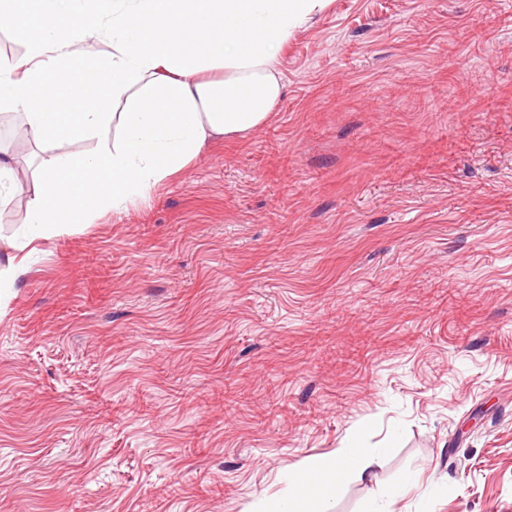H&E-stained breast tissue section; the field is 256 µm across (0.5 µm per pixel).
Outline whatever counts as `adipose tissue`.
<instances>
[{
  "instance_id": "adipose-tissue-1",
  "label": "adipose tissue",
  "mask_w": 512,
  "mask_h": 512,
  "mask_svg": "<svg viewBox=\"0 0 512 512\" xmlns=\"http://www.w3.org/2000/svg\"><path fill=\"white\" fill-rule=\"evenodd\" d=\"M0 0V27L25 54L0 67V107L23 114L41 149L30 186L0 155V206L28 189L27 241L50 239L185 172L207 141L266 122L284 95L277 58L322 0ZM106 50H99V43ZM91 139L72 154L65 143ZM374 454L348 446L288 478L279 512H323L324 491L372 477Z\"/></svg>"
}]
</instances>
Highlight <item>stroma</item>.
Wrapping results in <instances>:
<instances>
[{
  "label": "stroma",
  "instance_id": "stroma-1",
  "mask_svg": "<svg viewBox=\"0 0 512 512\" xmlns=\"http://www.w3.org/2000/svg\"><path fill=\"white\" fill-rule=\"evenodd\" d=\"M266 123L24 251L0 512H512V0H329ZM405 491L396 498L387 492ZM373 463L371 448L354 446L337 449L333 457L311 460L307 462L304 473L288 476V504L273 512H324L321 507L324 488L335 492L353 479L370 480ZM306 472L322 476L325 487L310 483Z\"/></svg>",
  "mask_w": 512,
  "mask_h": 512
}]
</instances>
